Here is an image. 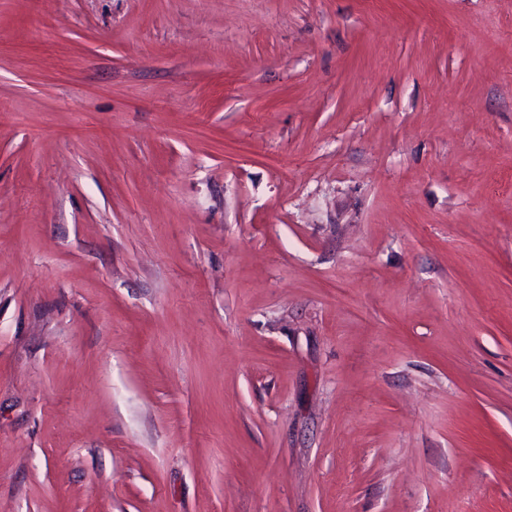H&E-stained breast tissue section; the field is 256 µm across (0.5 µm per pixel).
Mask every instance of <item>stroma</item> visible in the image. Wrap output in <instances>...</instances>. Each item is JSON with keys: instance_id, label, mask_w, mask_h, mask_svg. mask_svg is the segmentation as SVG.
<instances>
[{"instance_id": "stroma-1", "label": "stroma", "mask_w": 512, "mask_h": 512, "mask_svg": "<svg viewBox=\"0 0 512 512\" xmlns=\"http://www.w3.org/2000/svg\"><path fill=\"white\" fill-rule=\"evenodd\" d=\"M0 512H512V0H0Z\"/></svg>"}]
</instances>
